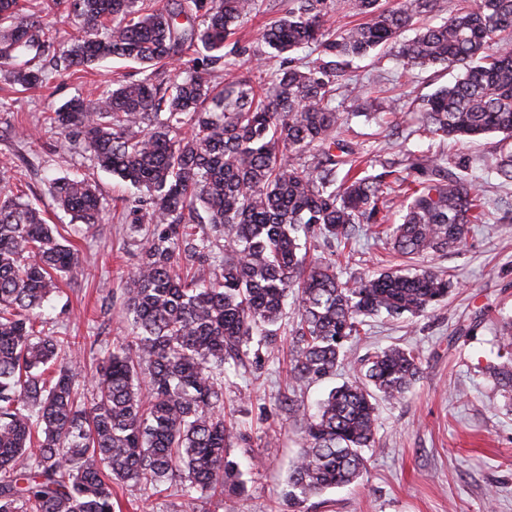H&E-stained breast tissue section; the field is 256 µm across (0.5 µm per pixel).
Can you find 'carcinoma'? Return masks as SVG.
Instances as JSON below:
<instances>
[{"label": "carcinoma", "mask_w": 512, "mask_h": 512, "mask_svg": "<svg viewBox=\"0 0 512 512\" xmlns=\"http://www.w3.org/2000/svg\"><path fill=\"white\" fill-rule=\"evenodd\" d=\"M257 0H0V72L26 88L44 82L42 58L56 32L47 21L63 6L80 22L64 58L73 75L119 58L142 77L106 95L77 98L49 117L95 164L140 188L135 224L155 230L123 288L131 339L102 360L97 395L79 401L78 343L36 329L37 309L57 280L79 267L77 249L55 233L8 170L0 172V512H114V486L159 491L177 483L188 512H210L245 485L230 448L237 438L224 413V364L241 360L259 337L275 351L288 297V375L295 384L336 374L346 344L366 335V318L425 313L448 296V275L388 268L342 279L317 251L353 239L356 224H382L386 179L403 199V222L389 245L410 263L461 246L469 225L489 224L466 161L448 141L501 133L496 174L512 181V0H473L439 26L401 39L438 0H290L262 41L277 54L313 45L309 63L267 68L245 50L224 52ZM347 8L364 22L341 33L328 12ZM395 52L407 65L460 71L452 85L417 97L420 135L439 150L418 155L406 174L373 175L374 160L345 137L351 113L372 84L350 76L351 62ZM177 61L179 72L164 78ZM221 63L220 88L210 67ZM49 193L92 230L100 195L85 178L60 179ZM209 224L214 237L197 236ZM223 243L216 266L207 253ZM489 367L512 391V325ZM414 348L393 346L355 362L359 375L302 414V447L290 470L292 510L349 486L375 444L379 401H397L420 376Z\"/></svg>", "instance_id": "cac0c4a2"}]
</instances>
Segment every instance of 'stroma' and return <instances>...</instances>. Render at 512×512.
I'll return each mask as SVG.
<instances>
[{"instance_id":"stroma-1","label":"stroma","mask_w":512,"mask_h":512,"mask_svg":"<svg viewBox=\"0 0 512 512\" xmlns=\"http://www.w3.org/2000/svg\"><path fill=\"white\" fill-rule=\"evenodd\" d=\"M287 9L288 0H258L235 42L263 50L264 26ZM351 68L376 85L372 117L351 120L347 138L353 147L398 161L428 150L429 141L416 133V116L407 112L408 100L454 82L456 71L407 69L389 54L354 60ZM120 75L138 79L139 67L112 59L80 79L52 70L45 86L25 91L0 74V161L12 159V173L29 185L30 199L81 253L80 271L60 281L41 314L45 331L85 343L88 387L103 352L129 332L121 286L139 263L137 242L145 228L132 222L134 188L95 167L43 122L89 89L111 88ZM394 103L406 119L394 128L379 127L377 114ZM460 151L495 221L472 225L465 247L423 259V266L451 274L445 301L413 318H369L352 359L392 345L413 347L420 352V376L403 399L379 403L376 443L366 452L359 481L312 497L303 512H512V400L487 372L499 362L497 318L512 316V182H501L495 173L497 134L461 144ZM75 172L95 183L103 203V222L90 233L56 209L49 194L50 180ZM336 261L345 279L399 263L385 238L364 224L356 228L354 253L337 250ZM290 349L285 335L278 352L253 344L242 362L224 367V409L244 434L232 454L248 492L225 497L218 512H289L283 493L301 448L298 412L315 411L331 388L354 376L347 366L330 379L291 384ZM115 512H181V499L167 492L150 496L129 484L119 489Z\"/></svg>"}]
</instances>
